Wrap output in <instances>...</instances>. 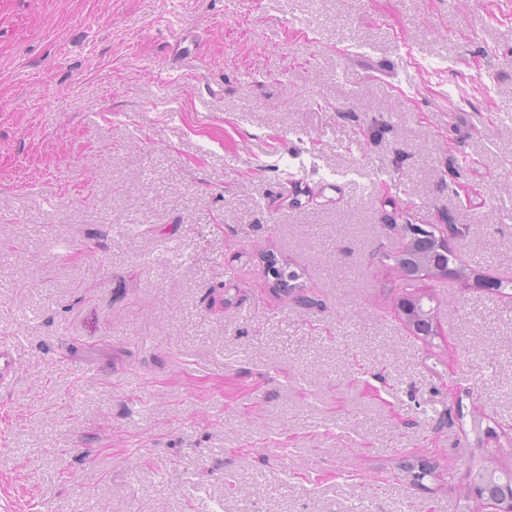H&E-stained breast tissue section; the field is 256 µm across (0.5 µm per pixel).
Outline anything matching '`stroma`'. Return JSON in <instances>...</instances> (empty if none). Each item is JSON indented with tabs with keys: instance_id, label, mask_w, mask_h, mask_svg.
I'll use <instances>...</instances> for the list:
<instances>
[{
	"instance_id": "35a3bbf8",
	"label": "stroma",
	"mask_w": 512,
	"mask_h": 512,
	"mask_svg": "<svg viewBox=\"0 0 512 512\" xmlns=\"http://www.w3.org/2000/svg\"><path fill=\"white\" fill-rule=\"evenodd\" d=\"M0 341V512H456L512 468V0H0Z\"/></svg>"
}]
</instances>
